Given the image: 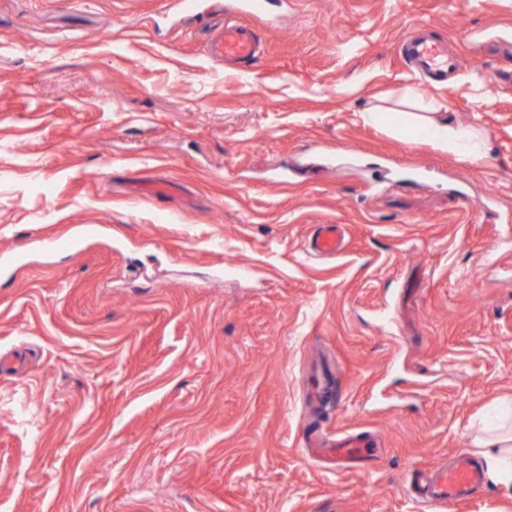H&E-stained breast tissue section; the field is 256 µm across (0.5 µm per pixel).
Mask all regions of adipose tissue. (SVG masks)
I'll use <instances>...</instances> for the list:
<instances>
[{"label":"adipose tissue","instance_id":"adipose-tissue-1","mask_svg":"<svg viewBox=\"0 0 512 512\" xmlns=\"http://www.w3.org/2000/svg\"><path fill=\"white\" fill-rule=\"evenodd\" d=\"M395 127L411 124L440 148L471 161L480 160L487 143L477 130L453 122L435 109L416 114L400 112L392 119ZM470 444L481 457L488 478L512 493V400L498 403L470 428Z\"/></svg>","mask_w":512,"mask_h":512}]
</instances>
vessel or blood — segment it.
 <instances>
[{
	"instance_id": "vessel-or-blood-1",
	"label": "vessel or blood",
	"mask_w": 512,
	"mask_h": 512,
	"mask_svg": "<svg viewBox=\"0 0 512 512\" xmlns=\"http://www.w3.org/2000/svg\"><path fill=\"white\" fill-rule=\"evenodd\" d=\"M267 6V0H226V10L238 14L240 20L221 25L207 48L210 58L244 64L255 60L260 53V43L247 20L266 14ZM404 48L409 64L419 72L443 78L456 66L445 45L428 36L411 34L405 40ZM342 244L339 225L326 224L316 236L313 249L317 254L329 256L340 252ZM332 455L339 461H366L373 457L374 450L362 438L353 436L333 448ZM482 485L481 470L470 457L463 455L452 469L437 472L428 493L422 495L421 501L429 512H442L448 503L475 493Z\"/></svg>"
}]
</instances>
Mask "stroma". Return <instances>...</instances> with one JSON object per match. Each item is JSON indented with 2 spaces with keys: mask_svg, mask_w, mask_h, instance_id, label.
I'll list each match as a JSON object with an SVG mask.
<instances>
[{
  "mask_svg": "<svg viewBox=\"0 0 512 512\" xmlns=\"http://www.w3.org/2000/svg\"><path fill=\"white\" fill-rule=\"evenodd\" d=\"M277 2L230 67L168 0H0V512H421L512 396V0ZM422 100L487 154L362 118ZM407 61L419 72L444 78L457 63L448 56L445 45L428 36L413 33L404 41ZM343 236L338 224H323L313 242V249L319 255H336L341 251ZM329 452L336 458V461L350 459L366 461L372 458L375 453L373 448H370L362 438L357 436L350 437L341 444L329 447Z\"/></svg>",
  "mask_w": 512,
  "mask_h": 512,
  "instance_id": "obj_1",
  "label": "stroma"
}]
</instances>
